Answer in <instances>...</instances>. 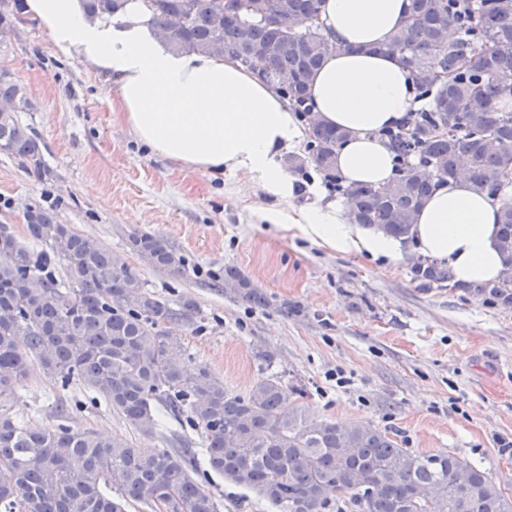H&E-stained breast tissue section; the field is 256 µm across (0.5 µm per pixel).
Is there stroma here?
Segmentation results:
<instances>
[{
    "label": "stroma",
    "mask_w": 512,
    "mask_h": 512,
    "mask_svg": "<svg viewBox=\"0 0 512 512\" xmlns=\"http://www.w3.org/2000/svg\"><path fill=\"white\" fill-rule=\"evenodd\" d=\"M0 70L24 85L34 104L21 122L38 137L49 180L29 176L0 155V225L25 240L23 213L37 203L60 223L97 240L133 269L141 284L200 314L183 328L189 366L203 365L231 392L245 394L270 372L305 389L311 418L369 422L418 454L450 452L489 471L512 490V309L448 281L416 278L413 263L379 271L291 239L252 221L265 197L242 175L215 178L171 169L137 145L112 112L113 77L59 57L29 18L0 42ZM135 232L166 239L183 256L181 275L156 272L127 248ZM234 268L268 297L255 309L216 283ZM15 409L33 428L55 429L54 408L81 398L32 367ZM160 434L142 436L105 404L77 411L67 424L104 432L152 451L202 453L200 433L161 415ZM221 512H270L255 494L211 474Z\"/></svg>",
    "instance_id": "stroma-1"
}]
</instances>
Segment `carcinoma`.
Instances as JSON below:
<instances>
[{"mask_svg":"<svg viewBox=\"0 0 512 512\" xmlns=\"http://www.w3.org/2000/svg\"><path fill=\"white\" fill-rule=\"evenodd\" d=\"M128 0H85L110 18ZM146 0L158 36L173 49L230 55L243 66L259 52L266 74L306 122L316 167L338 181L336 147L346 133L306 107L313 73L336 45L307 25L320 0ZM288 16L291 29L277 24ZM455 26L460 35L445 39ZM378 51L398 59L431 99L410 135L386 134L402 164L382 188L341 187L351 218L395 238L409 235L432 178L467 174L479 192L512 186V0H411L405 24ZM31 109L26 88L0 71V154L39 180L49 175L38 138L18 119ZM20 242L0 226V512H220L204 485L211 472L253 492L274 512H512L509 494L485 469L447 452L420 455L369 423L340 425L305 414L304 391L260 374L235 394L207 367L183 364L176 328L194 324L197 305L173 307L144 289L135 272L54 211L34 204ZM499 280L475 292L512 307V198L502 202ZM129 250L152 269L181 275L185 260L162 237L135 232ZM64 276H58V270ZM254 308L266 294L233 268L218 284ZM62 386L93 393L142 435L160 426L158 409L187 419L204 455L161 448L144 454L127 441L62 424L31 429L13 413L32 363Z\"/></svg>","mask_w":512,"mask_h":512,"instance_id":"cac0c4a2","label":"carcinoma"}]
</instances>
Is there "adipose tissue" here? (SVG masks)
Masks as SVG:
<instances>
[{"label":"adipose tissue","instance_id":"ef3b65f1","mask_svg":"<svg viewBox=\"0 0 512 512\" xmlns=\"http://www.w3.org/2000/svg\"><path fill=\"white\" fill-rule=\"evenodd\" d=\"M407 4L323 0L320 6L317 22L338 49L313 75L308 105L347 134L335 157L344 183L379 188L397 176L395 154L380 132L415 111L414 79L372 48L402 27ZM24 12L58 56L117 79L112 110L138 145L178 171L246 175L267 198L254 211L258 223L342 255L380 257L390 267L413 253L442 261L460 286L499 278L502 200L476 192L466 176L435 182L406 242L354 223L346 204L323 194L296 204L295 180L281 158L306 133L274 85L229 57L171 50L156 36L143 0H127L109 19L89 18L80 0H25Z\"/></svg>","mask_w":512,"mask_h":512}]
</instances>
